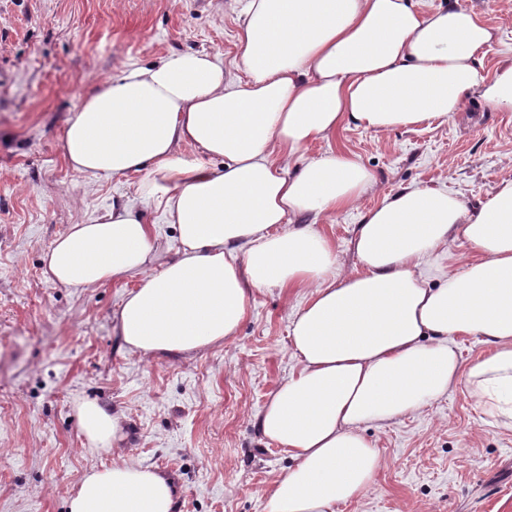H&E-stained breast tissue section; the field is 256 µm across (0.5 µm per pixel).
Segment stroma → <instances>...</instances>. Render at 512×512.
<instances>
[{
  "instance_id": "obj_1",
  "label": "stroma",
  "mask_w": 512,
  "mask_h": 512,
  "mask_svg": "<svg viewBox=\"0 0 512 512\" xmlns=\"http://www.w3.org/2000/svg\"><path fill=\"white\" fill-rule=\"evenodd\" d=\"M501 32L479 61L512 57V0H462ZM242 18L232 0H0V512H67L93 467L134 462L171 474L175 512H266V491L291 461L258 415L295 360L290 323L306 294L263 288L233 340L193 355L129 352L115 325L132 279L88 290L46 278L43 256L71 225L127 202L155 225L165 256L177 234L146 203V174L99 182L61 153L80 96L127 66L206 51L235 72ZM356 155L374 183L356 209L314 224L357 264L358 213L410 185L447 186L479 208L512 180V112L476 98L449 117L382 134L341 128L304 159ZM119 414L117 451L88 445L78 405ZM382 466L344 512H512V431L457 387L421 412L366 425Z\"/></svg>"
}]
</instances>
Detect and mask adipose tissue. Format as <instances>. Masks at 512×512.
<instances>
[{
    "label": "adipose tissue",
    "mask_w": 512,
    "mask_h": 512,
    "mask_svg": "<svg viewBox=\"0 0 512 512\" xmlns=\"http://www.w3.org/2000/svg\"><path fill=\"white\" fill-rule=\"evenodd\" d=\"M237 64L185 52L132 66L81 97L63 157L109 181L159 180L154 209L178 231L163 258L153 225L125 203L74 224L45 254L51 281L76 289L133 278L116 330L128 351L192 355L233 338L251 291L305 288L291 323L297 368L259 416L293 465L269 489L267 512H336L373 484L380 455L363 434L423 409L457 385L512 429V181L473 212L444 188L408 186L362 211L357 268L338 273L332 242L294 216L353 207L373 183L356 157L290 169L342 126L384 133L448 117L467 97L512 112V60L492 74L478 56L498 30L452 0L419 13L413 0H241ZM194 159L182 157L181 145ZM223 159L215 169L211 160ZM463 236L478 252L429 286L416 269ZM491 346L464 364L459 337ZM91 447L109 448L121 419L78 406ZM165 472L134 463L88 473L69 512H174Z\"/></svg>",
    "instance_id": "1"
}]
</instances>
